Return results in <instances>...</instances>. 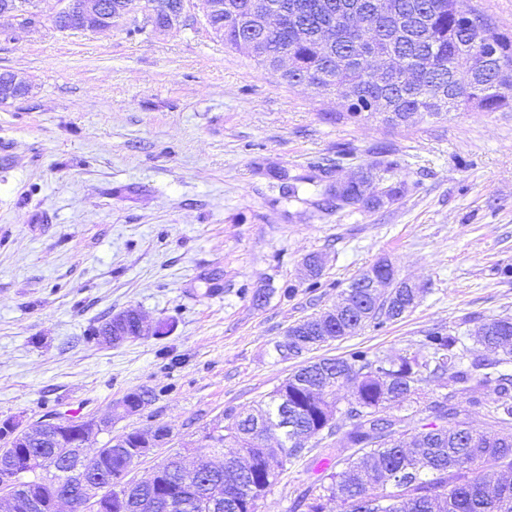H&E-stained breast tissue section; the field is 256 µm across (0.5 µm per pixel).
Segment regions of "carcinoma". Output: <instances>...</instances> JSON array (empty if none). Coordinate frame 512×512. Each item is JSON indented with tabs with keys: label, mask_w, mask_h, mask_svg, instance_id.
Returning a JSON list of instances; mask_svg holds the SVG:
<instances>
[{
	"label": "carcinoma",
	"mask_w": 512,
	"mask_h": 512,
	"mask_svg": "<svg viewBox=\"0 0 512 512\" xmlns=\"http://www.w3.org/2000/svg\"><path fill=\"white\" fill-rule=\"evenodd\" d=\"M122 12L113 21L118 26L134 13L144 25L159 24L164 16L153 15L151 0H115ZM239 24L225 16L214 18L223 29L224 46L256 61L265 70L279 73L290 84L304 81L321 90L347 87L346 114L351 119L379 112L394 125L416 115L438 117L444 112L475 109L502 112L512 108L495 91L496 82L512 79V37L494 29L496 49L470 44L467 28L457 19L454 0H396L397 13L385 18L376 11L377 0H274L284 11L281 28L263 33L249 28V0H232ZM364 20L367 39L360 40L339 28L332 51L320 42L324 25L342 12ZM307 29L308 38L297 41L293 30ZM292 57L294 68L278 71L280 54ZM376 173L368 170L343 185L332 184V170L314 175H283L288 196L298 194V184L325 185L324 202L329 208L358 206L368 210L394 201L404 186H388L365 196L364 183ZM366 272L353 278L339 298L341 310L334 328L322 333L320 315L306 318L302 336L309 352L330 340L356 334L368 324L381 325L402 318L414 308L412 292L402 280L380 278L372 290L360 285ZM474 342L480 355L466 361L467 350L458 348L459 338L442 330L423 336L417 349L392 358L356 350L347 357L321 358L291 372L270 394L265 410L282 417L284 440L302 437L276 462L283 470L290 459L304 457L309 439L319 445L328 441L336 462L324 469L299 496L297 507L323 512L322 499L338 498L349 512H512V374L499 366L512 363V318H493L478 329ZM446 381L448 393L435 403L422 429L406 431L414 416L372 418L408 401L420 403L424 388L435 380ZM351 386L350 398L342 402L337 391ZM477 389L491 395L473 396ZM478 408L499 426L495 433L479 431L459 419L462 404ZM340 415L350 428L333 421ZM252 413L233 409L224 414V433L205 447L208 452L240 448L251 457L248 473L239 472L235 455L224 456V468L205 480L224 486L221 512H254L255 499L269 490V461L264 438L252 434ZM128 453L112 448L89 460L88 470L112 478V497L124 493ZM17 468L31 471L33 482L57 481L59 491L71 492L73 481L59 468L55 442L46 437L36 448H22ZM157 496L190 500L196 493L171 480L154 489Z\"/></svg>",
	"instance_id": "cac0c4a2"
}]
</instances>
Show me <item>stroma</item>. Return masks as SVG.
<instances>
[{"mask_svg": "<svg viewBox=\"0 0 512 512\" xmlns=\"http://www.w3.org/2000/svg\"><path fill=\"white\" fill-rule=\"evenodd\" d=\"M4 72L29 91L0 101V420L108 416L100 447L163 426L170 455L226 410L259 407L303 361L398 357L436 328L468 347L482 323L512 316V110L347 120L341 92L288 84L226 48L201 0L162 33L0 36ZM381 144L401 199L327 211L319 187L284 195L280 172L350 175ZM382 259L419 286L411 312L279 358L289 327ZM130 307L170 332L98 342ZM132 391L149 404L115 415ZM321 471L309 456L286 464L258 512H292Z\"/></svg>", "mask_w": 512, "mask_h": 512, "instance_id": "1", "label": "stroma"}]
</instances>
